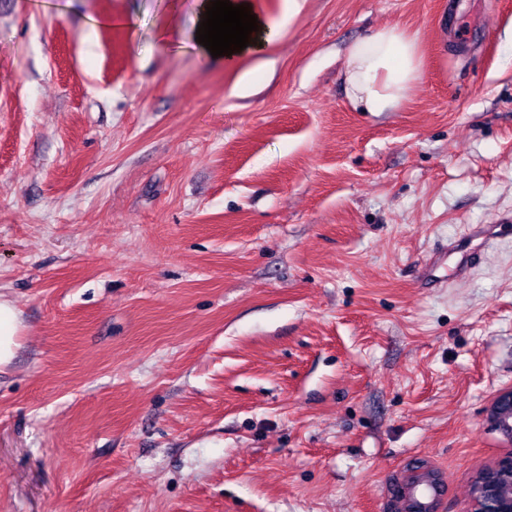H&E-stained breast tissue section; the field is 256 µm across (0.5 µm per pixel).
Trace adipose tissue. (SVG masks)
Returning <instances> with one entry per match:
<instances>
[{
	"mask_svg": "<svg viewBox=\"0 0 512 512\" xmlns=\"http://www.w3.org/2000/svg\"><path fill=\"white\" fill-rule=\"evenodd\" d=\"M421 67L416 36L399 26L384 27L348 50L345 80L349 97L364 112H387L405 99Z\"/></svg>",
	"mask_w": 512,
	"mask_h": 512,
	"instance_id": "obj_1",
	"label": "adipose tissue"
}]
</instances>
